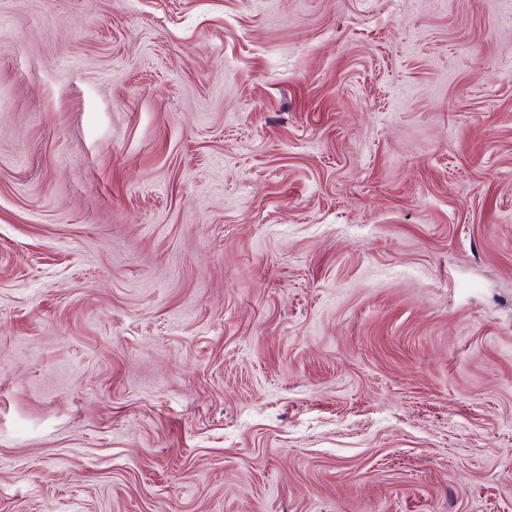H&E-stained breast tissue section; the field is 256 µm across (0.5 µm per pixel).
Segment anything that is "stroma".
<instances>
[{
    "label": "stroma",
    "instance_id": "stroma-1",
    "mask_svg": "<svg viewBox=\"0 0 512 512\" xmlns=\"http://www.w3.org/2000/svg\"><path fill=\"white\" fill-rule=\"evenodd\" d=\"M0 512H512V0H0Z\"/></svg>",
    "mask_w": 512,
    "mask_h": 512
}]
</instances>
